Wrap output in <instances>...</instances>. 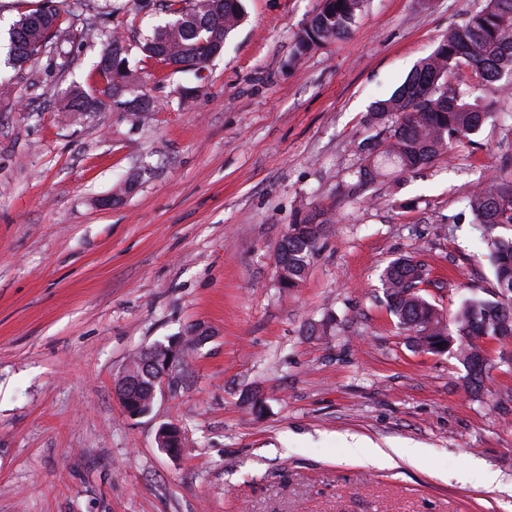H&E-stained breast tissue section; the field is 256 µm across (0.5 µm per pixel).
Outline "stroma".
<instances>
[{
	"mask_svg": "<svg viewBox=\"0 0 512 512\" xmlns=\"http://www.w3.org/2000/svg\"><path fill=\"white\" fill-rule=\"evenodd\" d=\"M45 2L0 0V512H512V362L488 342L484 388L465 391L379 282L414 252L445 317L492 298L464 199L512 163L507 105L485 94L489 119L452 158L355 176L372 107L478 0H365L350 37L296 60L321 0H245L222 51L186 71L145 58L159 17L135 0H54L62 54L8 65L10 28ZM107 30L154 106L64 120L67 88L105 86ZM314 209L337 222L283 290L277 244ZM194 325L210 336L181 387L127 416L130 355ZM172 421L176 458L155 440ZM359 438L424 454L359 461Z\"/></svg>",
	"mask_w": 512,
	"mask_h": 512,
	"instance_id": "1",
	"label": "stroma"
}]
</instances>
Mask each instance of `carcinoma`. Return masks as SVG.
I'll return each mask as SVG.
<instances>
[{
  "mask_svg": "<svg viewBox=\"0 0 512 512\" xmlns=\"http://www.w3.org/2000/svg\"><path fill=\"white\" fill-rule=\"evenodd\" d=\"M176 19L155 25L144 39L148 58L181 69H192L218 54L224 39L245 18L242 0H168ZM364 0H324L309 26L298 35L290 61L316 46L349 35ZM59 9L47 6L27 14L10 32V55L18 64L51 54L69 35ZM104 51L112 66L96 63L106 80L103 94L114 96L128 83L130 70L121 41L104 34ZM499 95L512 90V0H483L460 24L454 25L437 48L423 58L390 98L375 103L369 122L378 129L363 165L356 171L362 182L379 177L401 178L416 173L440 156H452L471 142L489 113L469 101L477 87ZM100 98L79 87L64 99L66 118L94 112ZM472 223L482 231L493 269L497 293L492 299L469 298L450 318L440 316L421 295L425 269L413 255L391 261L381 274L387 307L407 335L430 349L438 343L468 370V387L481 386L487 362V340L499 344L512 336V236L495 234L512 227V171L503 168L478 183L465 198ZM334 223L332 214L311 210L288 225L278 246L279 287L295 288L306 276L317 245Z\"/></svg>",
  "mask_w": 512,
  "mask_h": 512,
  "instance_id": "cac0c4a2",
  "label": "carcinoma"
}]
</instances>
